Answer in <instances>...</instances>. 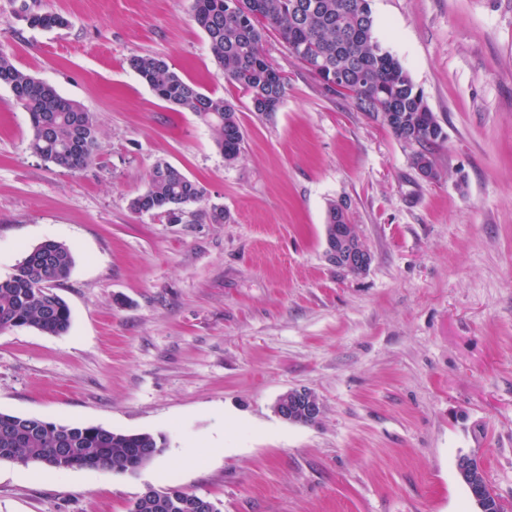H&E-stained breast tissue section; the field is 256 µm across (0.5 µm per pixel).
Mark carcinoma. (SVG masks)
<instances>
[{"label": "carcinoma", "mask_w": 512, "mask_h": 512, "mask_svg": "<svg viewBox=\"0 0 512 512\" xmlns=\"http://www.w3.org/2000/svg\"><path fill=\"white\" fill-rule=\"evenodd\" d=\"M192 10L224 80L250 97L255 114L273 115L286 93L284 70L265 47L267 32L273 30L327 94L346 96L357 111L371 116L380 113L381 101H388L390 131L420 147L415 157L435 168L430 150L444 140L443 129L405 65L375 36L370 0H192ZM26 19L32 27L67 24L62 16L50 13H29ZM128 65L160 99L194 113L211 130L226 162L238 159L245 132L230 100L185 81L159 56L135 55ZM338 73L346 78V92L336 87ZM0 84L9 87L28 114L33 154L68 170L87 167L100 145L95 114L18 69L3 53ZM204 196L197 181L167 162H158L130 208L136 213L160 212L178 224L184 209ZM73 265L72 250L62 242L45 240L29 249L14 273L0 278V330L30 327L45 335L65 333L71 313L54 288ZM164 448L163 438L147 432L0 412V461L37 462L52 470L79 467L133 473ZM130 512H198L196 495L176 486L161 487L137 498Z\"/></svg>", "instance_id": "1"}]
</instances>
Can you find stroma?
Here are the masks:
<instances>
[{"mask_svg": "<svg viewBox=\"0 0 512 512\" xmlns=\"http://www.w3.org/2000/svg\"><path fill=\"white\" fill-rule=\"evenodd\" d=\"M191 3L0 0V52L101 128L88 167H58L30 151L0 85V277L46 239L75 258L57 289L67 332L0 330V412L166 440L95 485L83 468L44 479L0 461V512H129L166 485L220 512H478L464 454L512 512V0L371 2L443 128L433 181L273 35L286 96L256 115ZM28 10L68 24L30 27ZM146 54L232 100L238 160L129 67ZM160 161L206 191L178 224L130 208ZM332 202L372 256L362 274L324 257ZM301 387L318 425L275 410ZM288 393L294 396V401L311 417L319 420L322 416V403L314 391L308 388L292 389Z\"/></svg>", "mask_w": 512, "mask_h": 512, "instance_id": "obj_1", "label": "stroma"}]
</instances>
